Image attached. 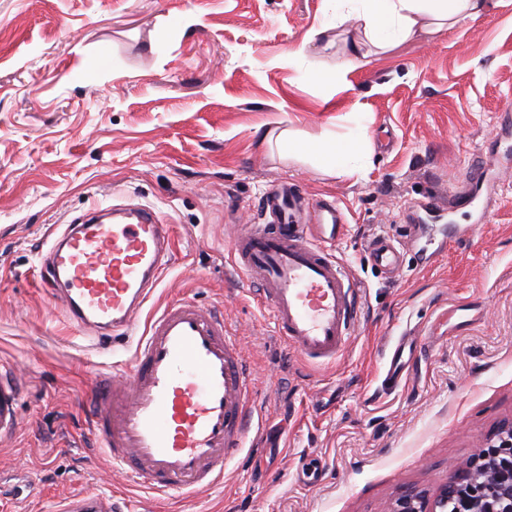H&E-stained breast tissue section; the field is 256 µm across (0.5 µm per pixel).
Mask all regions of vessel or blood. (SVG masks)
Returning a JSON list of instances; mask_svg holds the SVG:
<instances>
[{"label":"vessel or blood","instance_id":"1","mask_svg":"<svg viewBox=\"0 0 512 512\" xmlns=\"http://www.w3.org/2000/svg\"><path fill=\"white\" fill-rule=\"evenodd\" d=\"M262 221L244 224L229 253L235 269L272 314L277 336L306 358L328 364L345 348L357 317V293L325 246L343 237L336 204L310 201L285 181L259 202ZM174 252L168 224L152 208H126L107 221L93 211L57 234L45 259L47 290L70 324L95 338L134 345L130 362L103 376L90 431L98 447L153 493L210 489L242 448L254 419L252 370L220 308L192 301L166 306L137 332L141 308ZM373 264L400 269L392 239L374 238ZM415 343L401 334L387 355V376L407 367ZM19 403L14 377L0 373V436L13 431ZM104 500L79 493L62 512H103Z\"/></svg>","mask_w":512,"mask_h":512}]
</instances>
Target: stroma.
Here are the masks:
<instances>
[{"label":"stroma","mask_w":512,"mask_h":512,"mask_svg":"<svg viewBox=\"0 0 512 512\" xmlns=\"http://www.w3.org/2000/svg\"><path fill=\"white\" fill-rule=\"evenodd\" d=\"M324 0H0V365L22 386L0 439V512H57L84 491L112 512H387L436 497L456 462L512 418V0L311 83L288 53ZM192 14L184 24V14ZM371 113L361 180L272 150ZM484 174L476 186L466 176ZM336 202L334 254L359 288L335 364L304 360L228 260L275 181ZM471 189L472 205L450 198ZM445 201L439 217L412 203ZM142 204L171 226L174 258L143 312L218 306L253 369L256 426L220 487L158 501L114 471L89 434V395L129 349L65 322L41 286L54 225ZM402 243L382 273L367 244ZM416 354L396 383L386 347Z\"/></svg>","instance_id":"1"}]
</instances>
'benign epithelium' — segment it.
I'll use <instances>...</instances> for the list:
<instances>
[{
  "instance_id": "7a95c632",
  "label": "benign epithelium",
  "mask_w": 512,
  "mask_h": 512,
  "mask_svg": "<svg viewBox=\"0 0 512 512\" xmlns=\"http://www.w3.org/2000/svg\"><path fill=\"white\" fill-rule=\"evenodd\" d=\"M453 471L434 500L409 492L391 512H512V421Z\"/></svg>"
}]
</instances>
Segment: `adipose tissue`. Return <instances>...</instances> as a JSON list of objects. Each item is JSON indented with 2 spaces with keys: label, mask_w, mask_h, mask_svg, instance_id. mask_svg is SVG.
<instances>
[{
  "label": "adipose tissue",
  "mask_w": 512,
  "mask_h": 512,
  "mask_svg": "<svg viewBox=\"0 0 512 512\" xmlns=\"http://www.w3.org/2000/svg\"><path fill=\"white\" fill-rule=\"evenodd\" d=\"M496 6V0H325L323 22L308 32L293 56L306 63L309 43L334 33L343 36L349 48L347 67H361L372 52H386L422 34L452 30ZM276 145L282 154L311 161L339 178H364L372 165L373 142L363 112L344 133L306 140L281 135Z\"/></svg>",
  "instance_id": "adipose-tissue-1"
}]
</instances>
